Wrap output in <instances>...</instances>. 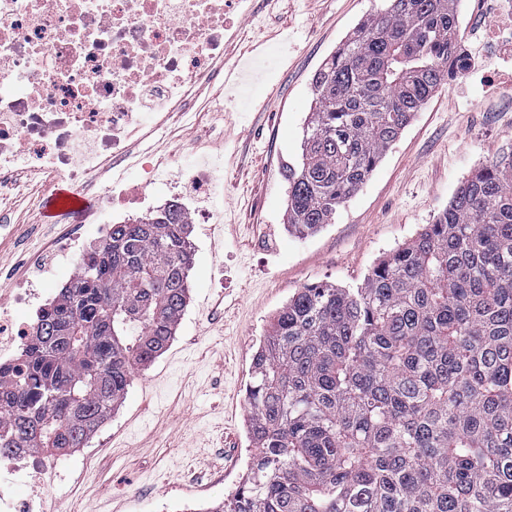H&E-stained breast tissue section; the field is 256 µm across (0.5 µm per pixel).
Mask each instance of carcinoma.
<instances>
[{"instance_id": "carcinoma-1", "label": "carcinoma", "mask_w": 512, "mask_h": 512, "mask_svg": "<svg viewBox=\"0 0 512 512\" xmlns=\"http://www.w3.org/2000/svg\"><path fill=\"white\" fill-rule=\"evenodd\" d=\"M312 79L287 223H334L461 68L454 0H385ZM190 223L171 203L112 225L0 381V449L83 448L184 314ZM252 454L209 512H512V150L357 288L310 284L253 357Z\"/></svg>"}]
</instances>
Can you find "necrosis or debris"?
<instances>
[{"instance_id": "obj_1", "label": "necrosis or debris", "mask_w": 512, "mask_h": 512, "mask_svg": "<svg viewBox=\"0 0 512 512\" xmlns=\"http://www.w3.org/2000/svg\"><path fill=\"white\" fill-rule=\"evenodd\" d=\"M254 16L249 0H0V194L13 188L17 165L48 180L83 185L95 171L121 164L126 143L151 114L186 112L196 89L224 70L226 41L236 38L234 12ZM156 181L151 163L120 194L77 216L99 235L112 231L113 208H145ZM218 162L191 167L170 189L188 219L208 220L199 197L219 195ZM28 324L0 306V369L11 370L28 344ZM57 460L26 450L0 455V512H36L32 494L17 493L18 474Z\"/></svg>"}]
</instances>
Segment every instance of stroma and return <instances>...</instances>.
<instances>
[{"mask_svg":"<svg viewBox=\"0 0 512 512\" xmlns=\"http://www.w3.org/2000/svg\"><path fill=\"white\" fill-rule=\"evenodd\" d=\"M379 0H268L263 21L232 41L225 69L254 72L231 111L216 109L218 84L203 86L189 112L128 143L162 179L155 208L180 164L221 163L224 191L202 201L214 220L191 227L194 261L187 307L173 340L136 368L121 406L70 452L66 481L45 490L48 512H201L242 482L250 441L246 386L269 325L307 284L361 286L383 256L433 223L456 190L512 144V87L488 95L468 80L440 86L414 114L334 223L309 237L287 229L286 165L301 154L311 79ZM188 154L174 160L183 146ZM42 183L22 173L0 198V289L23 284L56 248L60 226L44 219Z\"/></svg>","mask_w":512,"mask_h":512,"instance_id":"1","label":"stroma"}]
</instances>
